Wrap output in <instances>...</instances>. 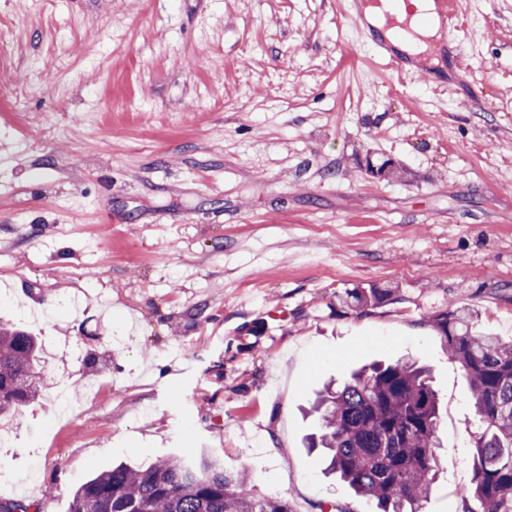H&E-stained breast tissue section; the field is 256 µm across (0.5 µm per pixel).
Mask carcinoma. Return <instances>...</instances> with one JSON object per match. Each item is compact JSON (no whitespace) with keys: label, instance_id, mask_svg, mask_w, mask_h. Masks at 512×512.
<instances>
[{"label":"carcinoma","instance_id":"obj_1","mask_svg":"<svg viewBox=\"0 0 512 512\" xmlns=\"http://www.w3.org/2000/svg\"><path fill=\"white\" fill-rule=\"evenodd\" d=\"M399 288L347 289L339 301L360 312L398 298ZM475 311L449 307L432 320L448 354L465 371L477 416L469 498L480 512H512V344L474 326ZM37 345L0 322V419L42 395ZM318 431L308 445L325 450L327 468L378 512H422L435 479L439 402L430 370L412 360L374 362L312 407ZM70 512H292L281 497L255 498L243 473L219 460L162 458L146 468L117 465L81 484Z\"/></svg>","mask_w":512,"mask_h":512}]
</instances>
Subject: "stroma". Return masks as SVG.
<instances>
[{
	"label": "stroma",
	"mask_w": 512,
	"mask_h": 512,
	"mask_svg": "<svg viewBox=\"0 0 512 512\" xmlns=\"http://www.w3.org/2000/svg\"><path fill=\"white\" fill-rule=\"evenodd\" d=\"M458 11L457 66L400 79L346 0H0V317L48 384L0 502L69 512L112 464L204 449L292 512H376L304 409L409 356L440 402L422 512H461L475 417L431 319L512 342V0ZM399 288H352L347 289L344 295L339 297V301L348 308L360 311H368L370 307L385 301L398 298Z\"/></svg>",
	"instance_id": "obj_1"
}]
</instances>
